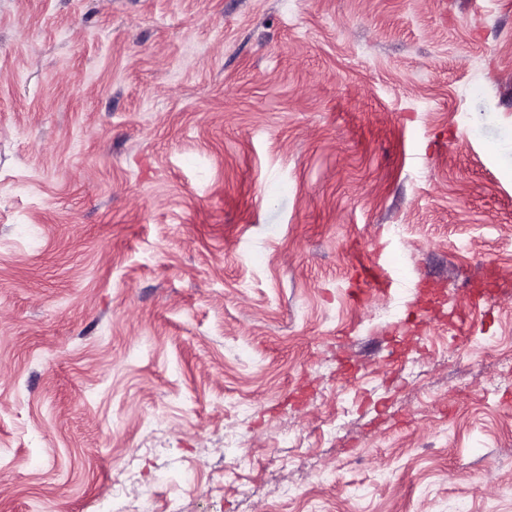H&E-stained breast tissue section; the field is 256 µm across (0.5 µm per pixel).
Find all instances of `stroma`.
<instances>
[{"mask_svg": "<svg viewBox=\"0 0 512 512\" xmlns=\"http://www.w3.org/2000/svg\"><path fill=\"white\" fill-rule=\"evenodd\" d=\"M511 351L512 0H0V512H512Z\"/></svg>", "mask_w": 512, "mask_h": 512, "instance_id": "obj_1", "label": "stroma"}]
</instances>
